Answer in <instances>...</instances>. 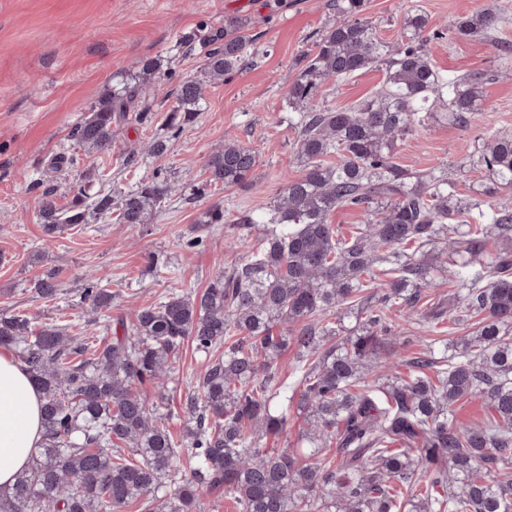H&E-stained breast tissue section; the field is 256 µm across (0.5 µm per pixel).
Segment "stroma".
Listing matches in <instances>:
<instances>
[{
    "instance_id": "stroma-1",
    "label": "stroma",
    "mask_w": 512,
    "mask_h": 512,
    "mask_svg": "<svg viewBox=\"0 0 512 512\" xmlns=\"http://www.w3.org/2000/svg\"><path fill=\"white\" fill-rule=\"evenodd\" d=\"M488 3L507 15L503 32L512 38V0H366V14L380 36L392 42L413 7L440 26ZM233 16L250 21L252 64L222 83L206 84L204 111L172 132L167 114L174 104V79L203 76L202 47L186 48L183 36L223 31L225 19ZM340 19L336 0H0V313L78 318L80 288L94 273L106 279L114 300L110 310L92 315L83 331L108 340L129 303L154 304L172 288L204 290L217 266L238 261L253 244L234 223L238 213L263 211L299 175L298 131L289 119L288 90L301 56ZM428 52L450 75L491 72L484 87L487 109L467 128L428 122L400 145L398 161L417 170L447 167L458 192L473 195L487 184L469 169L479 137L512 134V70L499 66L493 47L483 40L446 39L430 43ZM144 58L158 59L165 77L151 98L147 121L130 117L113 125L111 153H82L74 167L52 171L51 159L70 153L71 131L85 111L113 87L129 82L135 63ZM380 80V73L371 71L329 83L320 99L331 107H348ZM156 139L168 140L166 154L150 152ZM228 139L257 153L251 184L217 185L196 195L206 159ZM126 149L134 151V164H125ZM89 173L95 188L122 190L160 174L170 179L171 192L150 223L93 218L46 235L38 216L43 188L56 187V203L64 208ZM215 204L223 206L226 223L199 224L200 213ZM195 237L201 245L185 248V241ZM51 270L60 274L65 293L48 302L38 297L34 284ZM472 330V323H452L423 334L408 323L406 350L417 352L426 344L440 355L446 344ZM206 365L204 355L184 344L164 388L146 394L151 407L174 414V431L183 427L184 396Z\"/></svg>"
}]
</instances>
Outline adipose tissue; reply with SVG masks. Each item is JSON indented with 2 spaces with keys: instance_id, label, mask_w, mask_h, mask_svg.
<instances>
[{
  "instance_id": "adipose-tissue-1",
  "label": "adipose tissue",
  "mask_w": 512,
  "mask_h": 512,
  "mask_svg": "<svg viewBox=\"0 0 512 512\" xmlns=\"http://www.w3.org/2000/svg\"><path fill=\"white\" fill-rule=\"evenodd\" d=\"M40 395L9 351L0 350V487H9L42 439Z\"/></svg>"
}]
</instances>
